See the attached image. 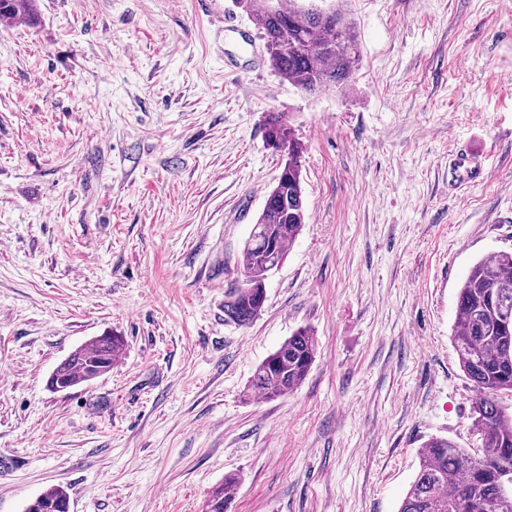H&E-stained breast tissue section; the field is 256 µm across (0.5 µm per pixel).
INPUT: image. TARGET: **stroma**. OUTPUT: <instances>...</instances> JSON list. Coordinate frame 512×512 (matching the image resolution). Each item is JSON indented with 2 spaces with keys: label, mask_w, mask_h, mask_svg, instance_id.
<instances>
[{
  "label": "stroma",
  "mask_w": 512,
  "mask_h": 512,
  "mask_svg": "<svg viewBox=\"0 0 512 512\" xmlns=\"http://www.w3.org/2000/svg\"><path fill=\"white\" fill-rule=\"evenodd\" d=\"M335 4L360 61L316 96L256 66L243 0H38L37 26H0V512L55 487L70 512H206L228 473V512H398L429 438L477 451L452 332L470 268L512 252V0ZM271 112L308 222L239 327ZM301 327L304 382L249 394ZM107 332L111 371L51 391Z\"/></svg>",
  "instance_id": "obj_1"
}]
</instances>
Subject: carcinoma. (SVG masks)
<instances>
[{"label": "carcinoma", "instance_id": "cac0c4a2", "mask_svg": "<svg viewBox=\"0 0 512 512\" xmlns=\"http://www.w3.org/2000/svg\"><path fill=\"white\" fill-rule=\"evenodd\" d=\"M259 21L271 66L292 87L317 94L345 88L359 60L358 44L346 14L325 9L318 0H247ZM37 19L35 0H0V24ZM265 140L284 162L274 187L246 240L236 269L242 280L224 296V321L249 326L267 300L270 259L282 262L306 224L301 158L303 145L281 116L267 115ZM453 341L460 367L481 399L474 409L482 456L473 457L444 437L428 439L419 469L398 512H512V415L498 396L512 393V253L497 252L477 261L457 300ZM123 347L120 336H98L80 346L51 375L50 385L66 391L112 369ZM315 338L300 328L259 363L247 391L267 399L284 397L308 375L315 360ZM239 484L235 473L210 495L207 512H226ZM62 488L49 489L25 512H66Z\"/></svg>", "mask_w": 512, "mask_h": 512}]
</instances>
